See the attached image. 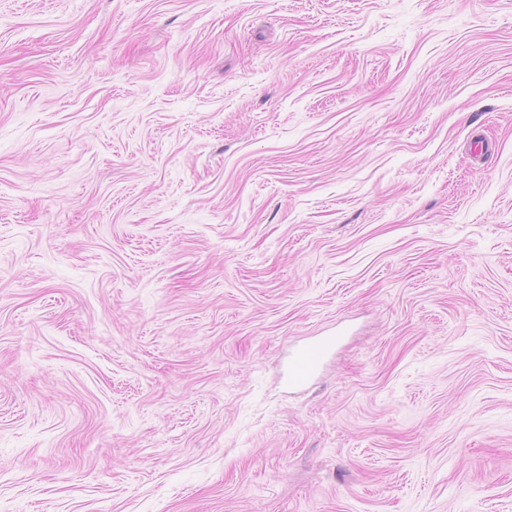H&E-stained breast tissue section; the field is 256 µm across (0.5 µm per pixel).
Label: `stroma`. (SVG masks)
<instances>
[{
    "mask_svg": "<svg viewBox=\"0 0 512 512\" xmlns=\"http://www.w3.org/2000/svg\"><path fill=\"white\" fill-rule=\"evenodd\" d=\"M0 512H512V0H0ZM336 343V336H323L296 348L290 354L284 377L289 387H302L324 364Z\"/></svg>",
    "mask_w": 512,
    "mask_h": 512,
    "instance_id": "1",
    "label": "stroma"
}]
</instances>
